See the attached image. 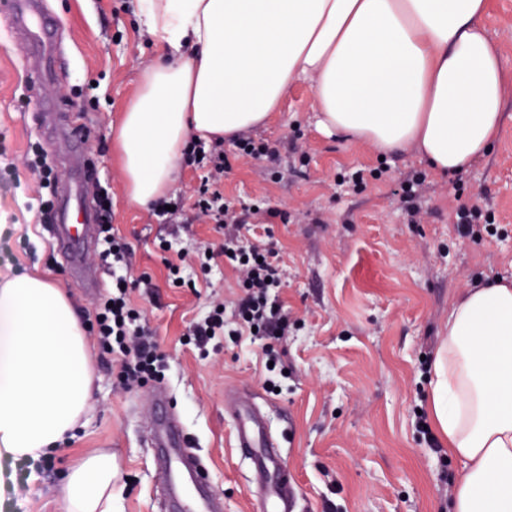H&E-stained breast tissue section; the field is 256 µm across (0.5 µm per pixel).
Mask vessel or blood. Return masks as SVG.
Instances as JSON below:
<instances>
[{
    "instance_id": "obj_1",
    "label": "vessel or blood",
    "mask_w": 512,
    "mask_h": 512,
    "mask_svg": "<svg viewBox=\"0 0 512 512\" xmlns=\"http://www.w3.org/2000/svg\"><path fill=\"white\" fill-rule=\"evenodd\" d=\"M0 11L6 15L12 34L22 42L30 62L25 84L31 93L41 95L53 82L54 72L43 61L56 48L58 21L48 13L45 0H5ZM52 109L51 121L42 124L46 140L51 142L60 137L79 146L83 133L72 123L68 103L54 100ZM78 197V192L70 188L59 192L55 202L54 244L74 275L89 288L97 289L102 284V274L85 262L86 244L94 239L95 215L91 206L78 205ZM168 404L165 392L154 393L155 417L149 431V443L168 493L177 501L180 512H220L215 498L204 493L208 473L181 434ZM232 417L236 423L235 446L251 460L253 478L261 484V512H294L291 475L276 444L268 438L259 408L241 401L233 406Z\"/></svg>"
}]
</instances>
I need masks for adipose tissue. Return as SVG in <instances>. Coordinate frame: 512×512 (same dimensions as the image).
I'll return each mask as SVG.
<instances>
[{"label": "adipose tissue", "mask_w": 512, "mask_h": 512, "mask_svg": "<svg viewBox=\"0 0 512 512\" xmlns=\"http://www.w3.org/2000/svg\"><path fill=\"white\" fill-rule=\"evenodd\" d=\"M488 0H137L161 60L115 126L125 192L167 193L191 138L262 126L294 81L317 125L374 150H412L444 174L484 155L505 123L507 72ZM432 410L460 467L452 512H512V282L450 304ZM94 369L76 308L48 270L0 281V459H36L86 424ZM112 452L71 464L58 512H112Z\"/></svg>", "instance_id": "1"}]
</instances>
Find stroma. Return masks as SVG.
Wrapping results in <instances>:
<instances>
[{
    "mask_svg": "<svg viewBox=\"0 0 512 512\" xmlns=\"http://www.w3.org/2000/svg\"><path fill=\"white\" fill-rule=\"evenodd\" d=\"M46 4L61 23L63 50L62 74L49 93L70 96L72 118L85 131L83 157L95 172L82 179L81 192L90 202L99 189L111 193L112 227L132 248L130 270L153 278L152 293L137 289L131 299L168 357L162 384L224 512H256L257 494L251 463L234 443L229 390L262 406L294 477L295 512H451L459 464L440 436L417 430L416 414L429 404L425 360L436 357L448 332L449 300L485 279H512V93L491 151L445 178L414 153L383 158L363 143L325 135L311 87L293 84L281 112L253 132L277 149L276 161L237 157L233 142H224L219 184L234 205H259L251 221L278 243L288 334L272 343L221 335L201 351L184 342L190 324L213 301L239 293L230 268L204 271L192 259L223 236L213 221L194 218L208 170L181 165L174 192L184 200L183 228L164 250L166 227L129 203L112 156V125L157 46L140 34L133 0ZM25 64L0 15V276L50 269L89 320L98 297L56 251L40 212L46 191L23 163L29 146L43 141L34 120L43 107L26 89ZM420 172L426 181L413 216L395 190ZM356 174L357 190L348 182ZM459 190L478 209L469 236L454 224ZM180 253L188 288L168 281L166 263ZM269 346L287 364V377L267 370ZM92 354L97 380L87 427L68 449L0 459V512H56L54 489L66 465L99 447L112 451L114 512H165L145 442L152 389L122 391L112 354L97 347ZM269 379L277 391L266 389Z\"/></svg>",
    "mask_w": 512,
    "mask_h": 512,
    "instance_id": "35a3bbf8",
    "label": "stroma"
}]
</instances>
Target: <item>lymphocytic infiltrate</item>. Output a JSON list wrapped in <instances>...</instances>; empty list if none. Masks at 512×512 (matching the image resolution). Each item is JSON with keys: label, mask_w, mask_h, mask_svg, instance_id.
<instances>
[{"label": "lymphocytic infiltrate", "mask_w": 512, "mask_h": 512, "mask_svg": "<svg viewBox=\"0 0 512 512\" xmlns=\"http://www.w3.org/2000/svg\"><path fill=\"white\" fill-rule=\"evenodd\" d=\"M185 156L188 163L200 164L210 170L211 185L202 186L193 205L197 217H208L224 229V239L215 256L200 255L201 269H208L213 257L237 273L240 293L233 307L219 303L208 315L195 323L188 335L198 348H205L218 332L231 336L256 333L257 336L280 339L288 333V314L279 301L284 272L272 241L246 242L244 230L250 227L249 212L236 211L226 204L217 187L224 175L227 157L221 146L204 147L190 141ZM101 225L100 233L112 258V286L102 295L91 326L101 349L111 352L120 364L119 386L127 391L144 387L148 381L161 379L167 358L160 350L154 332L144 323L142 313L131 303V293L152 285L149 274L128 273L130 245L112 230V197L100 191L96 198Z\"/></svg>", "instance_id": "f902f5d3"}]
</instances>
